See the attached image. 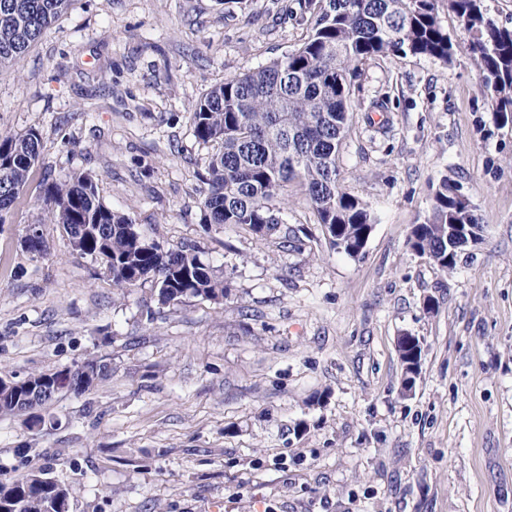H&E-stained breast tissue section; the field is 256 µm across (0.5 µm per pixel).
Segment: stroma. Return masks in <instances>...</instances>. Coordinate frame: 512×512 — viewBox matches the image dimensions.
Masks as SVG:
<instances>
[{
	"mask_svg": "<svg viewBox=\"0 0 512 512\" xmlns=\"http://www.w3.org/2000/svg\"><path fill=\"white\" fill-rule=\"evenodd\" d=\"M315 19L298 0H72L0 66V132L42 137L0 216V377L109 368L0 416V480L71 485L70 512H512V134L466 51L362 65L338 159L375 218L358 256L295 187L273 235L202 221L196 102ZM75 172L147 239L195 245L228 298L119 299L56 224L32 257L45 183ZM444 176L483 226L447 272L406 245ZM404 334L423 342L407 396ZM106 370V365L98 361H87L74 369L71 376V384L68 389V378L64 374L55 384L56 392L60 393L66 389L75 393L87 391L95 380Z\"/></svg>",
	"mask_w": 512,
	"mask_h": 512,
	"instance_id": "obj_1",
	"label": "stroma"
}]
</instances>
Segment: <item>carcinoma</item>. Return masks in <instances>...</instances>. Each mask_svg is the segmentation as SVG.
<instances>
[{
	"mask_svg": "<svg viewBox=\"0 0 512 512\" xmlns=\"http://www.w3.org/2000/svg\"><path fill=\"white\" fill-rule=\"evenodd\" d=\"M71 0H0V64L17 62L68 7ZM436 0H322L311 34L301 47L266 65L224 80L194 106L192 132L217 146L206 159L207 191L200 201L206 224L240 226L260 236L282 221L274 201L296 184L324 227L329 243L350 256L364 248L373 218L368 204L345 192L336 157L349 119L351 86L359 66L377 56H428L448 64L457 44L440 24ZM485 0H448L469 54L490 92L495 121L512 123V29L498 25ZM41 134H0V213L26 186L38 161ZM444 176L430 213L412 225L406 244L442 271L456 266L460 250L448 245V225L478 224L475 209ZM57 224L74 251L98 262L112 287L126 297L150 281L158 302L188 298L218 301L230 284L201 261L196 248H164L148 241L132 220L99 198L88 174L46 184L34 225ZM415 346L397 342L404 369L419 364ZM106 370L98 361L74 369L69 390L87 391ZM62 371L31 373L20 380L0 378V414L22 413L36 387L49 388ZM73 488L33 474L0 482V512H69Z\"/></svg>",
	"mask_w": 512,
	"mask_h": 512,
	"instance_id": "obj_1",
	"label": "carcinoma"
}]
</instances>
